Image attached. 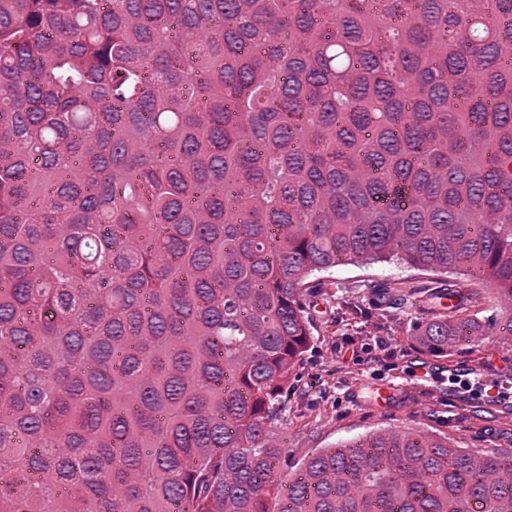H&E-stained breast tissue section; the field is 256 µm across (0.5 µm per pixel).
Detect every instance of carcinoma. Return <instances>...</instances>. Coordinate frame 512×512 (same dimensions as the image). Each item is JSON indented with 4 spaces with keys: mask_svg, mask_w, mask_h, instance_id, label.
Here are the masks:
<instances>
[{
    "mask_svg": "<svg viewBox=\"0 0 512 512\" xmlns=\"http://www.w3.org/2000/svg\"><path fill=\"white\" fill-rule=\"evenodd\" d=\"M394 258L512 297V0H0V512H512L417 432L282 474L312 278Z\"/></svg>",
    "mask_w": 512,
    "mask_h": 512,
    "instance_id": "obj_1",
    "label": "carcinoma"
}]
</instances>
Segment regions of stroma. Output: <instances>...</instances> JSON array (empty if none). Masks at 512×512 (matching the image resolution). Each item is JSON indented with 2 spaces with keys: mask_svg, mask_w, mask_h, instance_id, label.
<instances>
[{
  "mask_svg": "<svg viewBox=\"0 0 512 512\" xmlns=\"http://www.w3.org/2000/svg\"><path fill=\"white\" fill-rule=\"evenodd\" d=\"M448 280L443 272L388 261L339 265L315 282L307 308L312 339L291 374L278 426L289 457L390 430L445 437L478 455L512 453V403L487 404L448 383L454 369L512 380V338L501 336L496 322L512 302L473 282L482 335L445 355L412 339L431 315L419 297ZM382 389L389 399L381 408Z\"/></svg>",
  "mask_w": 512,
  "mask_h": 512,
  "instance_id": "stroma-1",
  "label": "stroma"
}]
</instances>
